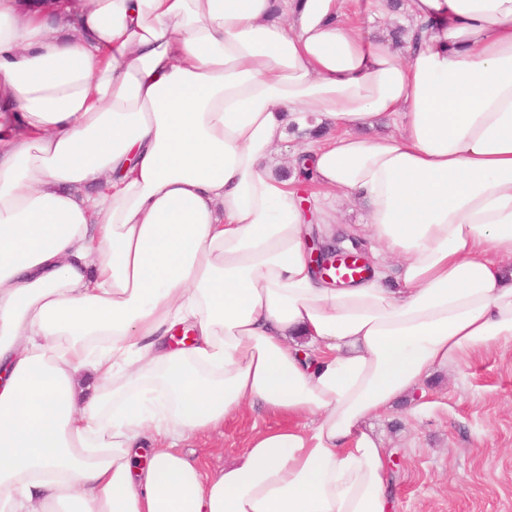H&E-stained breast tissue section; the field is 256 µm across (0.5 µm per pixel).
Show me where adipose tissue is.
I'll use <instances>...</instances> for the list:
<instances>
[{"label":"adipose tissue","mask_w":512,"mask_h":512,"mask_svg":"<svg viewBox=\"0 0 512 512\" xmlns=\"http://www.w3.org/2000/svg\"><path fill=\"white\" fill-rule=\"evenodd\" d=\"M55 5L0 0V512H391L366 419L512 344V0H407L413 53L389 0ZM256 404L291 425L181 452ZM364 217V211L361 206L354 205L353 202L341 199L336 204V239L339 240L333 242L332 246H325L321 242L317 241L315 254H314V262L317 265L318 274L321 278H326L329 281H333L331 275L328 273L330 268L333 265H336V257L347 254V257L354 260L353 262H347V259H344L336 265V270L333 269V273H336L338 276L337 279L342 280H353L361 275L362 268H360L357 263L363 267L369 266V269H365L366 271H370V264L365 256L364 250L361 247L355 245L352 246V249H347L345 247L350 246V243L346 242L342 236V229L347 225L354 224H362ZM323 256H326L324 259ZM319 259H321L320 264H318ZM357 263H356V262Z\"/></svg>","instance_id":"adipose-tissue-1"}]
</instances>
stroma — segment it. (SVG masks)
I'll return each instance as SVG.
<instances>
[{
  "instance_id": "obj_1",
  "label": "stroma",
  "mask_w": 512,
  "mask_h": 512,
  "mask_svg": "<svg viewBox=\"0 0 512 512\" xmlns=\"http://www.w3.org/2000/svg\"><path fill=\"white\" fill-rule=\"evenodd\" d=\"M285 423L246 408L185 452L212 474L239 458L254 429ZM368 426L388 450L392 512H512V347L435 373Z\"/></svg>"
}]
</instances>
